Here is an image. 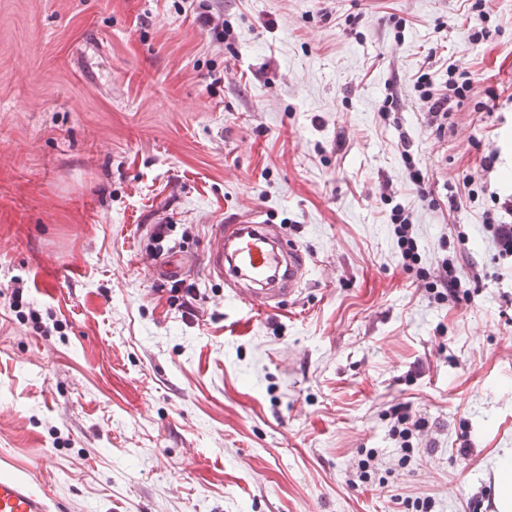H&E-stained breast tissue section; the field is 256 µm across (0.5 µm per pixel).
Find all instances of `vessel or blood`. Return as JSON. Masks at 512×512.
<instances>
[{"label":"vessel or blood","mask_w":512,"mask_h":512,"mask_svg":"<svg viewBox=\"0 0 512 512\" xmlns=\"http://www.w3.org/2000/svg\"><path fill=\"white\" fill-rule=\"evenodd\" d=\"M207 254L213 277L223 281L228 300L255 309H272L284 297L301 290L309 267L301 247L285 239L276 225L216 224ZM190 259L172 254L158 259L152 274L161 279L181 276ZM49 498L34 491L23 478L0 470V512H51Z\"/></svg>","instance_id":"b4317fda"}]
</instances>
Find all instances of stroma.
<instances>
[{
    "label": "stroma",
    "instance_id": "stroma-1",
    "mask_svg": "<svg viewBox=\"0 0 512 512\" xmlns=\"http://www.w3.org/2000/svg\"><path fill=\"white\" fill-rule=\"evenodd\" d=\"M194 2L0 0V467L59 512H409L427 495L433 512H496L512 257L483 214L512 199V0H489L478 43L466 0ZM452 64L474 89L440 132L414 81L443 85ZM385 183L422 267L479 273L469 300L437 304L403 267ZM253 219L308 258L278 309L228 304L206 270L212 225ZM157 224L194 258L196 318L150 273ZM400 405L426 421L407 466ZM402 158L405 164V167L408 171V179L409 183L414 186L415 190L418 194L421 195L422 198H426L429 195L433 194L432 190L428 191V183L430 181L427 170L417 164L411 156L410 152H404L402 154Z\"/></svg>",
    "mask_w": 512,
    "mask_h": 512
}]
</instances>
